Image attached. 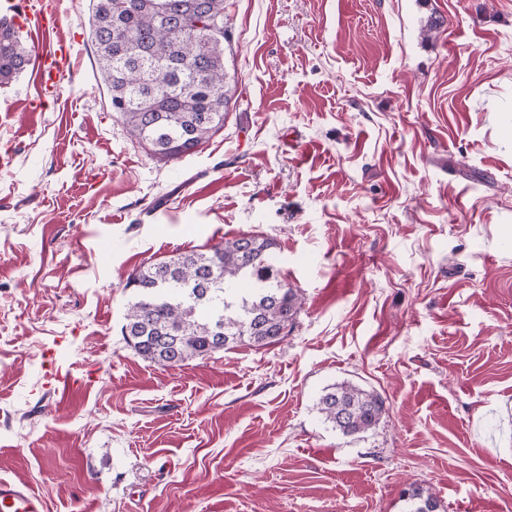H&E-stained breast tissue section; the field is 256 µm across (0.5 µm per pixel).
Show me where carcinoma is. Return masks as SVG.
Instances as JSON below:
<instances>
[{
	"label": "carcinoma",
	"mask_w": 512,
	"mask_h": 512,
	"mask_svg": "<svg viewBox=\"0 0 512 512\" xmlns=\"http://www.w3.org/2000/svg\"><path fill=\"white\" fill-rule=\"evenodd\" d=\"M228 28L224 0H96L90 35L112 110L153 155L179 159L224 128ZM29 56L14 24L0 17V84L21 73ZM273 249L271 239L242 233L209 253H182L132 272L126 344L170 368L173 360L180 365L218 351L216 336L224 337V349L280 341L303 298L280 278ZM162 336L179 337L177 348H161ZM317 406L345 437L368 432L386 415L379 393L348 382L326 387ZM410 501V512L438 507L420 488Z\"/></svg>",
	"instance_id": "1"
}]
</instances>
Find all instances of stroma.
Listing matches in <instances>:
<instances>
[{"mask_svg": "<svg viewBox=\"0 0 512 512\" xmlns=\"http://www.w3.org/2000/svg\"><path fill=\"white\" fill-rule=\"evenodd\" d=\"M224 5V128L175 162L113 112L92 0L14 18L52 10L71 69L38 111L0 84V477L48 512H512V0ZM243 232L288 336L139 358L128 275ZM342 381L388 409L358 438L316 407Z\"/></svg>", "mask_w": 512, "mask_h": 512, "instance_id": "obj_1", "label": "stroma"}]
</instances>
